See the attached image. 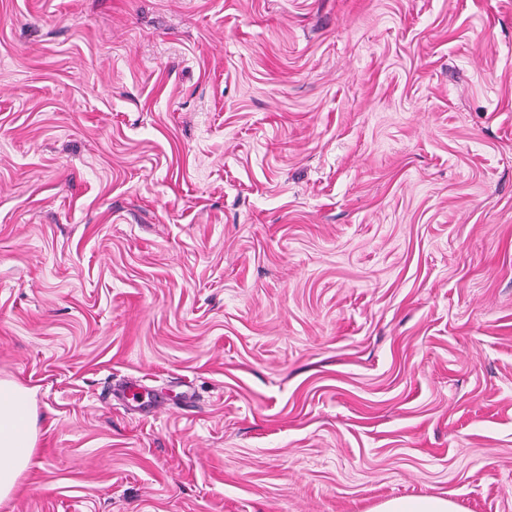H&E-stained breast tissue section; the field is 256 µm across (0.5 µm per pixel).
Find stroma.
<instances>
[{"instance_id": "1", "label": "stroma", "mask_w": 512, "mask_h": 512, "mask_svg": "<svg viewBox=\"0 0 512 512\" xmlns=\"http://www.w3.org/2000/svg\"><path fill=\"white\" fill-rule=\"evenodd\" d=\"M0 512H512V0H0ZM33 394L11 379H0V503L9 500L29 469L37 446ZM374 512H458L457 506L447 498H396L382 503Z\"/></svg>"}]
</instances>
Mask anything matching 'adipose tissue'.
I'll use <instances>...</instances> for the list:
<instances>
[{"instance_id": "obj_1", "label": "adipose tissue", "mask_w": 512, "mask_h": 512, "mask_svg": "<svg viewBox=\"0 0 512 512\" xmlns=\"http://www.w3.org/2000/svg\"><path fill=\"white\" fill-rule=\"evenodd\" d=\"M37 446L33 394L11 379H0V503L9 500L29 469Z\"/></svg>"}]
</instances>
